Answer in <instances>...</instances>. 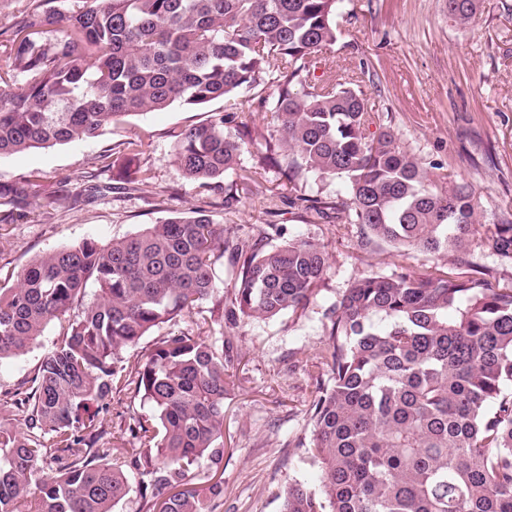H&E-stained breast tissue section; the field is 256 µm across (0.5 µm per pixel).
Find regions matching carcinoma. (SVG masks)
I'll list each match as a JSON object with an SVG mask.
<instances>
[{
	"instance_id": "1",
	"label": "carcinoma",
	"mask_w": 512,
	"mask_h": 512,
	"mask_svg": "<svg viewBox=\"0 0 512 512\" xmlns=\"http://www.w3.org/2000/svg\"><path fill=\"white\" fill-rule=\"evenodd\" d=\"M342 0H28L0 31V156L100 135L129 115L216 99L207 122L170 131L187 180L221 186L275 168L297 189L313 174L345 181L348 197L295 196L318 214L358 225L364 244L434 255L463 251L476 201L467 185L439 188L363 94L315 75L336 43ZM459 24L477 0H448ZM250 112L273 132L253 169L241 166ZM146 180L132 148L112 164L113 184ZM55 210L63 188L31 180L0 186V206L30 216ZM235 239L201 208L102 245L94 239L39 256L0 288V361L26 354L55 319L61 340L31 380L6 394L25 427L0 421V512H114L132 491L106 462V415L118 386L152 409L126 431L132 464L149 476L137 492L147 512H207L224 481L203 488L192 470L224 463V398L231 346L181 332L142 361L124 353L151 329L215 300L211 315L235 324L304 312L328 276L324 250L307 240L268 245ZM512 260V221L479 238ZM228 258L230 283L215 264ZM94 298L85 301L88 284ZM330 371L312 403L310 454L320 492L291 480L281 512H512V291L477 276L409 270L355 278L328 308ZM55 475L43 477V467Z\"/></svg>"
}]
</instances>
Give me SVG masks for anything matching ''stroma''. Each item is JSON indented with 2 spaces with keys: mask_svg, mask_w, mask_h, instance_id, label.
I'll list each match as a JSON object with an SVG mask.
<instances>
[{
  "mask_svg": "<svg viewBox=\"0 0 512 512\" xmlns=\"http://www.w3.org/2000/svg\"><path fill=\"white\" fill-rule=\"evenodd\" d=\"M326 57L328 68L361 90L368 108L430 167L436 184L472 187L476 229L512 218V0H479L465 25L449 17L446 0H343L338 39ZM223 108L220 100L176 105L123 118L95 138L0 157V183L32 179L44 192L63 185L71 197L54 211L37 209L26 220L0 224V286H14L18 271L38 255L88 239L105 245L201 205L238 239L275 224L280 232L270 235V244L306 239L323 246L329 277L304 313L217 324L206 300L178 322L181 329L234 345L224 400V495L211 502L212 512H281L280 493L289 480L312 489L320 484L306 446L310 405L329 377L319 357L326 343L323 312L349 282L409 266L458 275L472 265L493 288L512 289V262L475 243L465 266L453 252L404 257L384 243L362 246L356 225L290 205L287 185L272 171L237 181L230 201L223 191L187 181L173 159L169 131L201 124ZM132 144L150 172L146 183L85 200L88 181H110V157ZM63 327L52 321L27 354L0 362V393L33 376ZM119 398L107 420L109 461L121 466L135 446L126 431L130 416L150 414L151 408L129 387Z\"/></svg>",
  "mask_w": 512,
  "mask_h": 512,
  "instance_id": "1",
  "label": "stroma"
}]
</instances>
